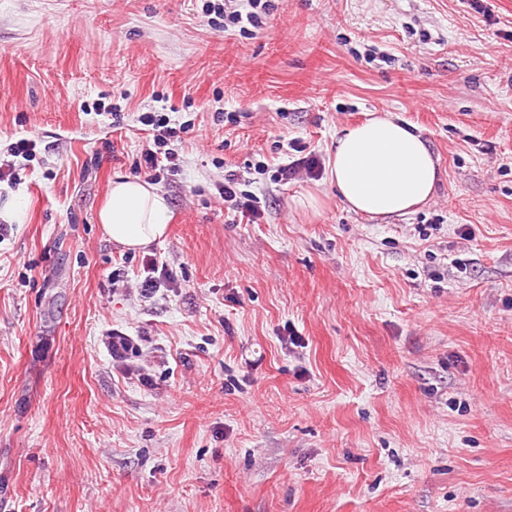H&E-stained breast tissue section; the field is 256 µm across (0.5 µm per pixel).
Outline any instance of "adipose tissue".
I'll use <instances>...</instances> for the list:
<instances>
[{
    "label": "adipose tissue",
    "instance_id": "1",
    "mask_svg": "<svg viewBox=\"0 0 512 512\" xmlns=\"http://www.w3.org/2000/svg\"><path fill=\"white\" fill-rule=\"evenodd\" d=\"M330 182L349 210L369 216L405 215L428 202L439 180L423 137L388 114L338 129L329 157ZM167 201L138 178L113 182L98 218L113 243L131 250L162 239Z\"/></svg>",
    "mask_w": 512,
    "mask_h": 512
}]
</instances>
